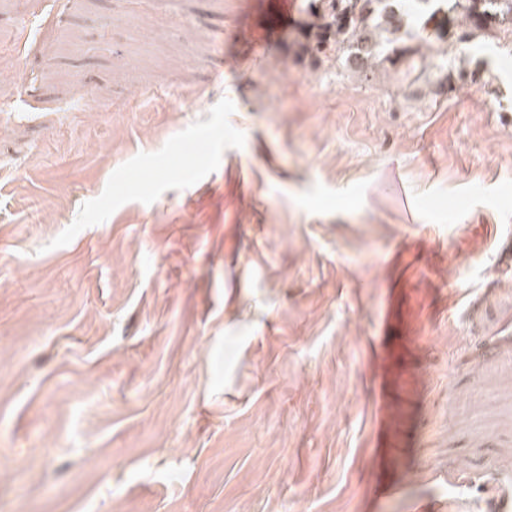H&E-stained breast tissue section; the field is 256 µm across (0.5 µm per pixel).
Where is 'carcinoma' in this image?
Returning a JSON list of instances; mask_svg holds the SVG:
<instances>
[{
    "label": "carcinoma",
    "mask_w": 512,
    "mask_h": 512,
    "mask_svg": "<svg viewBox=\"0 0 512 512\" xmlns=\"http://www.w3.org/2000/svg\"><path fill=\"white\" fill-rule=\"evenodd\" d=\"M305 11L309 19L297 32V54L341 51L346 66L365 76L405 37L445 43L454 26L512 32V0H307Z\"/></svg>",
    "instance_id": "1"
}]
</instances>
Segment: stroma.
Listing matches in <instances>:
<instances>
[{
	"mask_svg": "<svg viewBox=\"0 0 512 512\" xmlns=\"http://www.w3.org/2000/svg\"><path fill=\"white\" fill-rule=\"evenodd\" d=\"M277 21L0 4L1 501L512 499V33L422 46L412 83L249 40Z\"/></svg>",
	"mask_w": 512,
	"mask_h": 512,
	"instance_id": "1",
	"label": "stroma"
}]
</instances>
